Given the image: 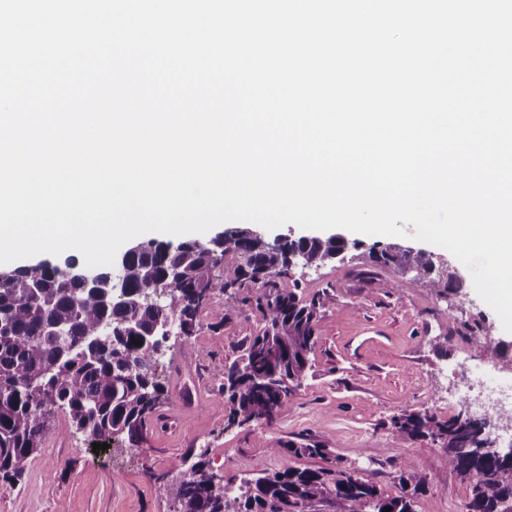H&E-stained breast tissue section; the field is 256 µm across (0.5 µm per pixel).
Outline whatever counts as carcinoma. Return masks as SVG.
<instances>
[{"instance_id":"1","label":"carcinoma","mask_w":512,"mask_h":512,"mask_svg":"<svg viewBox=\"0 0 512 512\" xmlns=\"http://www.w3.org/2000/svg\"><path fill=\"white\" fill-rule=\"evenodd\" d=\"M348 248L340 237H300L264 247L248 227L224 231V241L208 246L196 240L151 239L128 252L120 278L112 268L98 278L115 284L102 295L80 277V261L46 259L33 270L6 269L0 276V480L17 481L36 454L58 413L76 429L109 447L133 446L165 399L158 371L163 343L196 331L205 296H224V311L234 313L247 297L241 288H264L255 307L264 326L239 360L224 366V394L230 403L227 427L270 418L301 386L314 349L315 327L327 292L311 299L298 295L299 280L290 261L311 268L333 262ZM224 273H215L222 258ZM365 262L401 276L420 270V287L431 292L459 290L456 278L442 276L425 250L398 246L370 248ZM166 282L167 294L157 295ZM490 327L471 328L475 349L486 346ZM142 342L137 346L132 340ZM391 428L409 440H429L442 448L448 469L469 484L465 512H512V458L480 453L484 422L456 414L404 410ZM275 455L290 459L325 457L318 442H279ZM397 492L333 461L318 467L292 462L281 470L225 489L203 455L186 474L171 480L166 493L175 512H416L419 495L432 477L404 466L395 477Z\"/></svg>"}]
</instances>
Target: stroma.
Returning a JSON list of instances; mask_svg holds the SVG:
<instances>
[{
    "instance_id": "35a3bbf8",
    "label": "stroma",
    "mask_w": 512,
    "mask_h": 512,
    "mask_svg": "<svg viewBox=\"0 0 512 512\" xmlns=\"http://www.w3.org/2000/svg\"><path fill=\"white\" fill-rule=\"evenodd\" d=\"M344 260L317 270H299L304 296L331 297L316 326L311 369L272 421L227 428L224 367L237 360L263 325L251 305L224 312L222 296L200 309L191 338L169 340L162 361L167 397L147 439L125 454L94 453L87 433L58 415L52 430L16 484L0 480V512H173L165 493L183 457L204 455L226 486L281 469L273 455L280 441L307 438L331 456L393 489L405 463L434 480L417 501V512H461L468 485L449 470L442 449L427 440H406L390 420L402 410L443 418L465 407L466 371H496L512 365V333L477 295L469 270L447 250L430 246L434 261L457 271L461 289L445 299L410 281L400 291L379 290L389 269H370L362 256L386 235L345 232ZM492 325L484 349L460 354L449 330Z\"/></svg>"
}]
</instances>
